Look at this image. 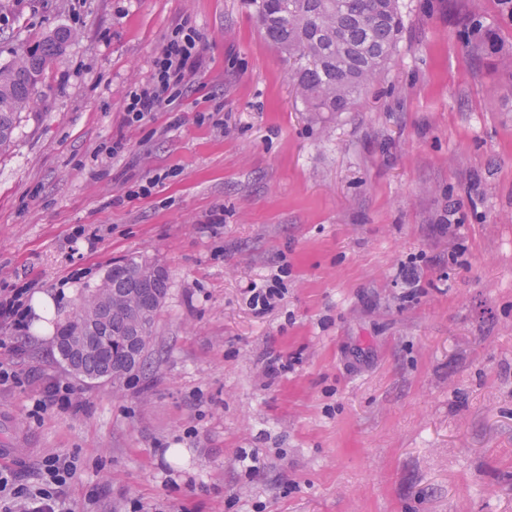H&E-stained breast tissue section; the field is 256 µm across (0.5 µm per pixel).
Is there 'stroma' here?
Instances as JSON below:
<instances>
[{"instance_id":"stroma-1","label":"stroma","mask_w":512,"mask_h":512,"mask_svg":"<svg viewBox=\"0 0 512 512\" xmlns=\"http://www.w3.org/2000/svg\"><path fill=\"white\" fill-rule=\"evenodd\" d=\"M400 6L384 76L330 116L296 101L251 0H0V65L75 35L0 154V289L62 292L53 327L126 259L171 281L130 381L84 382L53 338L0 325L20 483L59 455L72 512H512V81L492 66L512 17ZM184 21L189 84L126 126ZM80 225L95 251L70 249ZM272 279L256 314L248 289ZM49 377L74 409L36 410ZM249 292L251 293V304L258 314H264L271 309L281 297L280 288L271 286L258 287L257 285H251Z\"/></svg>"}]
</instances>
